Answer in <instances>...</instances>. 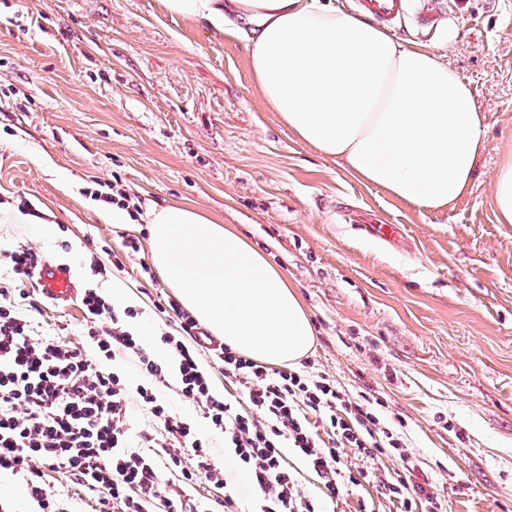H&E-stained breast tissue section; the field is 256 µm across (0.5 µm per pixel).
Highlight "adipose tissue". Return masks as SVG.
<instances>
[{
  "label": "adipose tissue",
  "mask_w": 512,
  "mask_h": 512,
  "mask_svg": "<svg viewBox=\"0 0 512 512\" xmlns=\"http://www.w3.org/2000/svg\"><path fill=\"white\" fill-rule=\"evenodd\" d=\"M167 9L251 47L271 111L303 142L420 209L465 196L484 119L471 85L334 0H165ZM150 258L182 305L225 344L278 365L307 354L314 329L286 275L198 210L152 212Z\"/></svg>",
  "instance_id": "1"
}]
</instances>
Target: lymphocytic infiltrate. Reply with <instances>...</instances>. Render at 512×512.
I'll return each instance as SVG.
<instances>
[{
    "label": "lymphocytic infiltrate",
    "mask_w": 512,
    "mask_h": 512,
    "mask_svg": "<svg viewBox=\"0 0 512 512\" xmlns=\"http://www.w3.org/2000/svg\"><path fill=\"white\" fill-rule=\"evenodd\" d=\"M32 246L0 252V470L19 476L38 512H68L65 494L46 483L50 471L66 473L92 492L99 512H235L223 467L216 464L210 434L249 476L255 512H321L320 501L302 488L285 464L293 449L322 481L324 498L336 500L349 486L373 476V466L404 453L401 438L384 420L378 399L350 398L328 379L296 368H275L221 347L216 358L225 381L235 384L247 409L214 391L190 339L200 323L174 298L165 305L177 329L147 343L131 328L136 308H116L97 289L81 298L90 349L41 329L30 316L37 309L32 271L42 261ZM136 357L143 380L132 383L113 368L118 353ZM177 376L185 402L198 407L203 424L177 415L158 385L166 370ZM151 418L160 436L144 435L134 448L131 404ZM326 436H319V429ZM196 461L182 471L183 456ZM182 473L180 485L166 471ZM205 477L223 497L192 500L187 487ZM411 469L389 473L383 494L400 512H442V495L432 484L413 482Z\"/></svg>",
    "instance_id": "lymphocytic-infiltrate-1"
}]
</instances>
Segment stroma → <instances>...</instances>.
<instances>
[{
	"mask_svg": "<svg viewBox=\"0 0 512 512\" xmlns=\"http://www.w3.org/2000/svg\"><path fill=\"white\" fill-rule=\"evenodd\" d=\"M436 21L425 27L423 11ZM437 54L474 91L484 150L471 190L432 211L355 176L265 105L234 38L163 0H0V250L37 247L79 288L128 293L152 335L172 295L145 280V222L108 224L87 194L119 178L150 208L184 203L242 234L287 276L314 328L306 356L347 395L399 417L414 478L445 488L447 512H512V224L493 178L512 148V0H414L391 30ZM53 223L45 240L13 212ZM394 224L391 245L367 231ZM141 250L112 267L110 254ZM44 329L84 346L79 299L39 303ZM241 512L247 476L212 435ZM326 512H398L378 480Z\"/></svg>",
	"mask_w": 512,
	"mask_h": 512,
	"instance_id": "stroma-1",
	"label": "stroma"
}]
</instances>
